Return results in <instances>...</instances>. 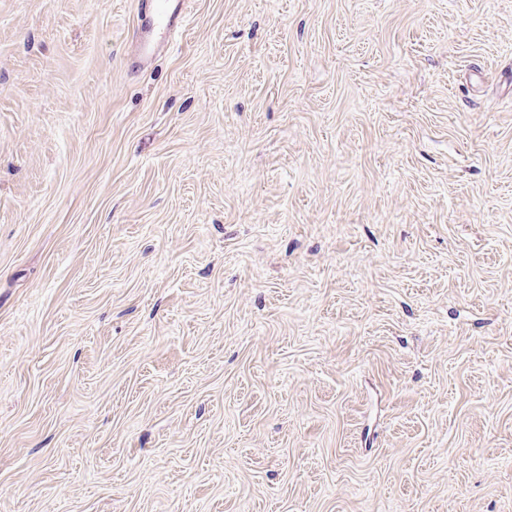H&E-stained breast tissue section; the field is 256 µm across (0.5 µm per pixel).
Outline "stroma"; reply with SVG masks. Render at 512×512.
<instances>
[{
  "label": "stroma",
  "mask_w": 512,
  "mask_h": 512,
  "mask_svg": "<svg viewBox=\"0 0 512 512\" xmlns=\"http://www.w3.org/2000/svg\"><path fill=\"white\" fill-rule=\"evenodd\" d=\"M0 0V512H512V0ZM138 21L137 45L129 58L131 68L141 70L151 65L163 44L175 40L185 17L184 0H145Z\"/></svg>",
  "instance_id": "stroma-1"
}]
</instances>
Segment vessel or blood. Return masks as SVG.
I'll return each mask as SVG.
<instances>
[{
	"instance_id": "vessel-or-blood-1",
	"label": "vessel or blood",
	"mask_w": 512,
	"mask_h": 512,
	"mask_svg": "<svg viewBox=\"0 0 512 512\" xmlns=\"http://www.w3.org/2000/svg\"><path fill=\"white\" fill-rule=\"evenodd\" d=\"M183 0H145L138 21L137 45L129 59L131 68L151 65L160 47L175 40L184 20Z\"/></svg>"
}]
</instances>
